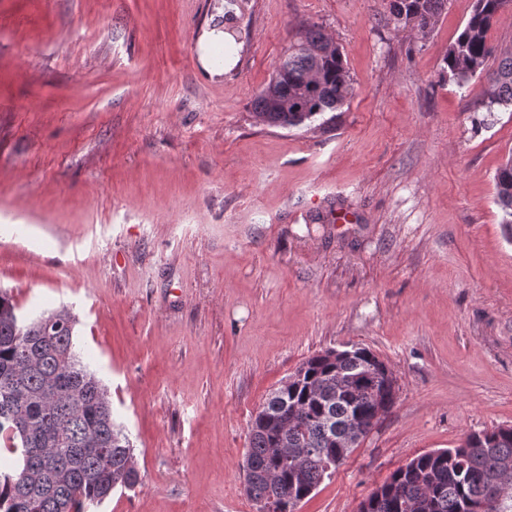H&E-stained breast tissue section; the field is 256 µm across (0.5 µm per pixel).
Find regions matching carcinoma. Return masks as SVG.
<instances>
[{"label":"carcinoma","instance_id":"carcinoma-1","mask_svg":"<svg viewBox=\"0 0 512 512\" xmlns=\"http://www.w3.org/2000/svg\"><path fill=\"white\" fill-rule=\"evenodd\" d=\"M448 0H391L399 23L426 34ZM512 0H475L463 30L448 47L441 75L458 85L488 73L485 107L512 110V48L497 49L488 32ZM352 79L338 44L321 29H307L300 44L255 97L253 113L268 126L299 127L335 112L352 96ZM504 234L512 239V153L495 176ZM75 315L63 308L22 318L0 289V449L15 461L0 469V512H87L116 489L137 483L134 448L112 417L107 389L89 369L74 339ZM388 367L365 347L312 356L299 379L270 394L250 423L242 470L255 503L275 499L274 512H295L322 482L332 458L348 457L343 442L356 416L390 410L395 388ZM299 458L289 468L276 449ZM512 458V427L468 434L448 449L420 454L397 468L367 498L366 512H479L488 500L498 463ZM42 479L18 482L24 462Z\"/></svg>","mask_w":512,"mask_h":512}]
</instances>
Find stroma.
<instances>
[{"instance_id":"1","label":"stroma","mask_w":512,"mask_h":512,"mask_svg":"<svg viewBox=\"0 0 512 512\" xmlns=\"http://www.w3.org/2000/svg\"><path fill=\"white\" fill-rule=\"evenodd\" d=\"M0 0V289L70 309L138 485L90 512H256L250 421L309 357L366 347L376 428L297 512H359L422 453L512 426V112L441 79L474 0L428 34L389 0ZM353 80L334 115L252 102L309 26ZM227 29L235 67L204 68ZM496 203L504 212V234L512 239V153L502 163L495 176Z\"/></svg>"}]
</instances>
